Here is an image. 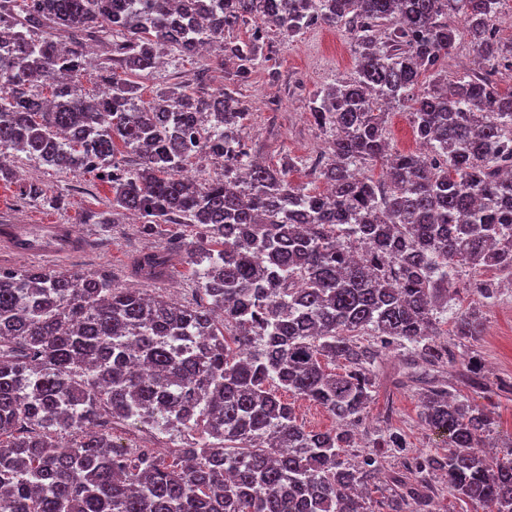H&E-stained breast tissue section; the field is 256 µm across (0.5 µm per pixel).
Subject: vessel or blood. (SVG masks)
<instances>
[{
  "mask_svg": "<svg viewBox=\"0 0 512 512\" xmlns=\"http://www.w3.org/2000/svg\"><path fill=\"white\" fill-rule=\"evenodd\" d=\"M88 247L68 224H0V254H25L45 263L72 260Z\"/></svg>",
  "mask_w": 512,
  "mask_h": 512,
  "instance_id": "1",
  "label": "vessel or blood"
}]
</instances>
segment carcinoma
I'll use <instances>...</instances> for the list:
<instances>
[{"label":"carcinoma","mask_w":512,"mask_h":512,"mask_svg":"<svg viewBox=\"0 0 512 512\" xmlns=\"http://www.w3.org/2000/svg\"><path fill=\"white\" fill-rule=\"evenodd\" d=\"M501 0H0V181L23 152L60 172L112 184V209L151 235L191 226L184 248L196 299L173 302L71 269L0 267V512H433V477L485 512H512V450H484L492 419L420 364L478 356L436 341L457 265L477 306L457 316L463 346L484 335L481 308L512 281V43L492 27ZM461 18L477 68L448 80ZM253 23L244 40L226 35ZM346 33L353 77L315 91L314 123L331 139L309 165L315 194L290 167L252 159L238 87L286 40L318 26ZM117 31L89 98L86 40ZM194 58L217 46L227 84L163 89L131 80L157 49ZM428 84L418 91L421 80ZM49 91H36L40 85ZM409 110L429 152L389 150L385 109ZM132 160H116L117 145ZM224 158V173L188 167ZM381 164L378 178L360 167ZM167 252L133 258L143 282L166 277ZM395 345L425 387L419 418L447 451L411 454L403 431L376 444L401 469L380 480L372 451L345 455L374 398L376 365ZM340 364V371L328 365ZM320 406L335 427L306 429L279 390ZM186 433L161 453L117 449L114 421Z\"/></svg>","instance_id":"carcinoma-1"}]
</instances>
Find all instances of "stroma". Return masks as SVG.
Instances as JSON below:
<instances>
[{"label":"stroma","mask_w":512,"mask_h":512,"mask_svg":"<svg viewBox=\"0 0 512 512\" xmlns=\"http://www.w3.org/2000/svg\"><path fill=\"white\" fill-rule=\"evenodd\" d=\"M270 40L273 44L270 65L259 66L239 90L247 112L246 142L254 158L273 167L291 157L301 158L302 164L291 170L290 180L323 191V183L314 179L303 165L305 159L324 147L328 138L327 132L318 128L309 115L308 97L336 79L353 76L352 44L344 32L326 25L312 27L289 42L282 41L275 33ZM160 54L163 66L136 77L143 99H151L161 88L195 81V61L165 48ZM16 166L23 182L42 185L47 196L22 199L17 184L0 181V221L33 223L51 216L58 223L75 225L90 248L82 258L72 262V269L98 273L112 279L115 286L126 288L137 283L131 270L135 253L171 248L168 232L145 235L140 224L113 213L109 205L112 189L95 174L61 173L23 154L17 158ZM55 196L60 197V206L52 205ZM88 212L104 215V223H83L82 217ZM477 350L485 365L487 388L466 386L455 367L445 369L442 378L451 393L491 411L494 427L490 440L499 445L512 440V391L498 387L499 382L512 381V293L501 294L494 305L486 308L485 333ZM398 363L397 350H385L378 367L374 399L366 410L359 439L348 451L349 456L367 452L388 424L406 434L412 452L441 451V438L419 421V389L394 383Z\"/></svg>","instance_id":"1"}]
</instances>
